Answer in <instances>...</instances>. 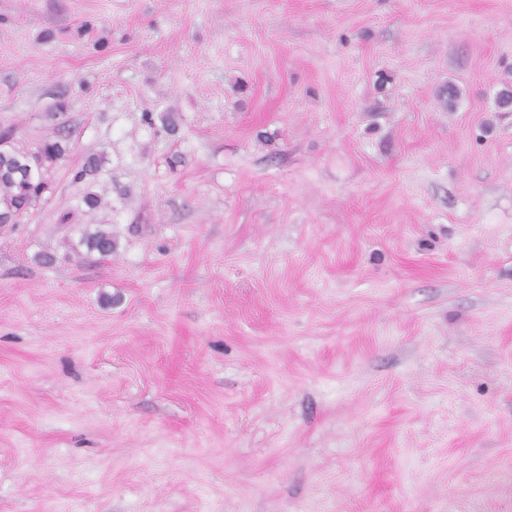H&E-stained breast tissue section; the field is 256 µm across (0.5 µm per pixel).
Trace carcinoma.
Wrapping results in <instances>:
<instances>
[{
    "mask_svg": "<svg viewBox=\"0 0 512 512\" xmlns=\"http://www.w3.org/2000/svg\"><path fill=\"white\" fill-rule=\"evenodd\" d=\"M59 142H46L33 154L0 149V224H17L27 211L35 206L47 190L43 169L65 153ZM85 245L89 251L102 256L112 254V235L97 230L87 234Z\"/></svg>",
    "mask_w": 512,
    "mask_h": 512,
    "instance_id": "carcinoma-1",
    "label": "carcinoma"
}]
</instances>
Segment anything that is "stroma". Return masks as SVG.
Listing matches in <instances>:
<instances>
[{
    "instance_id": "obj_1",
    "label": "stroma",
    "mask_w": 512,
    "mask_h": 512,
    "mask_svg": "<svg viewBox=\"0 0 512 512\" xmlns=\"http://www.w3.org/2000/svg\"><path fill=\"white\" fill-rule=\"evenodd\" d=\"M507 84L512 0H0V145L67 146L0 512H512Z\"/></svg>"
}]
</instances>
